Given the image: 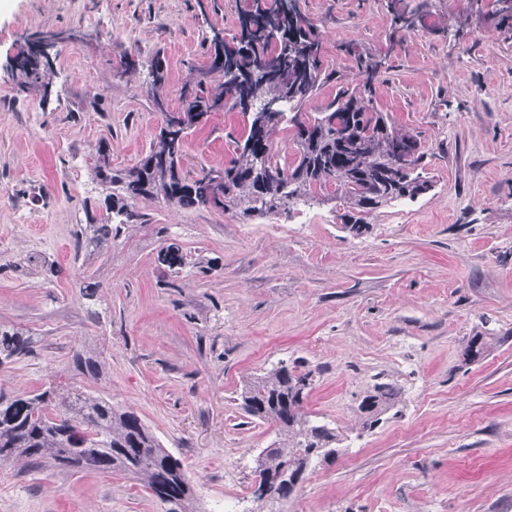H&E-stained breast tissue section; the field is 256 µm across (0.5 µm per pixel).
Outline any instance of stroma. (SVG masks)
I'll use <instances>...</instances> for the list:
<instances>
[{"mask_svg":"<svg viewBox=\"0 0 512 512\" xmlns=\"http://www.w3.org/2000/svg\"><path fill=\"white\" fill-rule=\"evenodd\" d=\"M386 3L300 0L342 81L359 77L338 44L388 52L374 104L420 138L428 193L371 212L355 238L331 203L245 223L142 199L136 226L93 254L80 229L108 205L93 157L103 146L131 168L163 124L147 64L161 60L178 108L185 83L209 78L212 28L235 33L247 0H0V327L34 339L1 390L32 391L100 347L86 388L138 413L203 512L228 498L258 512L254 459L274 427L239 393L295 362L314 374L306 411L343 441L282 512H512V34L471 0H432L441 32L393 44ZM68 30L86 38L59 46L48 92L20 88L10 64L28 36ZM242 128L239 112L212 113L185 139L184 173L223 167ZM172 238L188 259L177 274L156 261ZM479 331L492 347L465 360ZM379 378L400 388L398 412L363 433L357 405ZM0 512L162 509L119 474L8 467ZM72 371L88 379H98L104 370V362L101 360L96 348H89L82 352L74 353L72 357Z\"/></svg>","mask_w":512,"mask_h":512,"instance_id":"35a3bbf8","label":"stroma"}]
</instances>
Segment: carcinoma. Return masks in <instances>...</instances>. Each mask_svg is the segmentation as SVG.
Wrapping results in <instances>:
<instances>
[{"label":"carcinoma","mask_w":512,"mask_h":512,"mask_svg":"<svg viewBox=\"0 0 512 512\" xmlns=\"http://www.w3.org/2000/svg\"><path fill=\"white\" fill-rule=\"evenodd\" d=\"M485 18L512 32V0H489ZM395 30L425 26L427 10L388 4ZM252 17L249 38L235 34V57L224 66L241 81L224 79L213 49L212 80L193 85L195 96L172 112L175 123L160 129L148 153L133 168L115 171L112 164L93 167L95 177L111 190V213L98 224L85 225V246L92 252L112 243L136 217L134 202L162 197L183 208L210 206L230 211L246 223L257 218L333 200L342 206V228L352 236L367 233L365 216L401 199L413 200L432 188L422 165L425 152L418 136L394 126L373 104V84L388 54L347 44L363 76L361 83L341 85L336 96L313 112L306 105L333 80L325 66L321 34L301 11L299 0H251L238 15ZM50 63L30 61L16 73L20 85L48 91ZM147 94L154 104L164 95L162 62L150 65ZM223 108L249 118L243 141H234V155L221 170L200 169L185 174L180 157L188 130L204 124L210 113ZM276 102L277 112L258 108ZM278 131L291 136L295 158H278L272 137ZM157 262L179 272L186 262L181 244L173 239L157 253ZM491 337L477 332L468 340L465 356L484 357ZM32 349V338L20 330L0 329V367ZM77 375L97 379L104 362L96 349L74 353ZM313 385L312 373H298L284 360L247 378L240 393L241 407L251 419L275 425L274 438L255 458L261 482L277 486L279 495L266 500L272 506L287 499L293 480L336 458L342 438L336 429L320 423L304 410ZM401 391L377 382L358 404L361 429L374 428L381 416L400 402ZM0 465L21 470L53 468L59 471L119 473L140 483L162 506L163 512H200L197 497L181 460L163 448L132 409L72 382L51 381L40 391L7 396L0 392Z\"/></svg>","instance_id":"cac0c4a2"}]
</instances>
